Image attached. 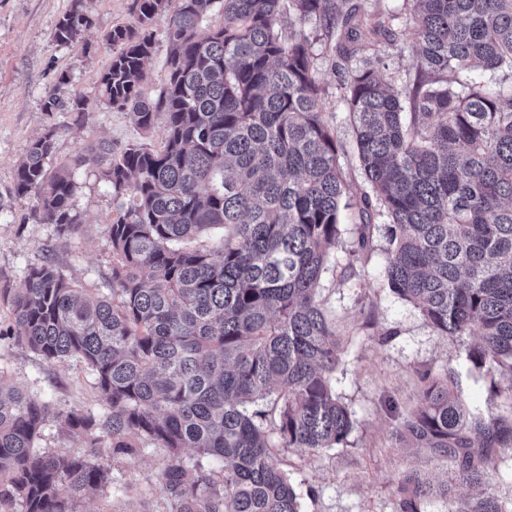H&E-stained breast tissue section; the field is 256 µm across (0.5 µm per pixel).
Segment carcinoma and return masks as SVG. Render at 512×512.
<instances>
[{
    "mask_svg": "<svg viewBox=\"0 0 512 512\" xmlns=\"http://www.w3.org/2000/svg\"><path fill=\"white\" fill-rule=\"evenodd\" d=\"M88 2L71 0L60 42H82ZM341 2L133 0L137 24L106 34L115 52L99 92L139 130L163 128L161 146L101 141L51 174L54 130L30 144L14 195L34 197L35 217L62 232L80 224L73 173L98 167L116 203L112 288L94 297L47 260L13 299L9 335L49 362L82 360L107 410L56 415L86 454L41 451L48 407L0 375V507L77 512L108 481L94 462L105 438L114 457L166 451L169 512H300L276 449L343 446L354 426L332 386L339 341L317 300L353 205L389 219V290L438 333L478 336L465 359L508 372L512 399V88L492 92L484 80L512 74V0H408L417 71L399 87L369 55L393 30L363 27ZM162 15L166 73L150 94L144 66ZM306 25L344 59H363L341 83L366 184L354 204ZM44 111L83 112L85 102L51 97ZM211 229L223 230L216 249L197 242ZM420 380L400 439L484 486L493 448L512 442V417L472 412L451 367ZM204 458L223 471H206ZM444 494L448 512H512L490 492ZM432 495L411 474L397 512H425Z\"/></svg>",
    "mask_w": 512,
    "mask_h": 512,
    "instance_id": "cac0c4a2",
    "label": "carcinoma"
}]
</instances>
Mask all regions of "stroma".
<instances>
[{"label": "stroma", "instance_id": "stroma-1", "mask_svg": "<svg viewBox=\"0 0 512 512\" xmlns=\"http://www.w3.org/2000/svg\"><path fill=\"white\" fill-rule=\"evenodd\" d=\"M71 0H0V373L49 412L35 445L50 453L79 456L83 442L64 431L58 412L99 415L106 409L93 375L82 361H46L26 344L6 336L13 321L12 300L22 290L27 271L52 260L67 280L103 293L112 269L109 224L115 205L88 163L74 177L73 204L81 220L75 234L42 224L33 215V200L13 195L16 163L31 141L55 129L53 151L45 166L59 165L86 154L98 141L121 147L138 143L159 147L163 129L142 133L129 112L98 99V77L112 58L104 36L113 27L135 22L133 0H92L91 25L82 43H60L56 24ZM343 12H357L372 23L389 20L395 40H380L375 55L394 76L416 72V38L403 0H343ZM313 52L322 102L343 147L341 162L352 196L364 179L354 155V130L341 96L342 69L332 66L324 44ZM82 100L83 113L46 112L48 98ZM356 209L344 210L341 235L330 267L320 281L318 298L340 338L339 363L332 384L353 413L354 427L345 446L304 454L288 448L281 459L300 496L301 512H396L397 486L411 471L434 485L452 484L456 496H469L457 483L453 464L425 449L399 441L396 413L412 409L419 390L418 374L449 365L459 373L462 397L483 413L504 414L512 408L501 390L506 374L480 371L464 359L462 346L441 336L418 309L392 294L381 272L389 259L387 218L375 214L372 242L354 253ZM109 481L80 512H168L161 483L166 453L148 447L133 457L111 456L101 448L96 458Z\"/></svg>", "mask_w": 512, "mask_h": 512}]
</instances>
